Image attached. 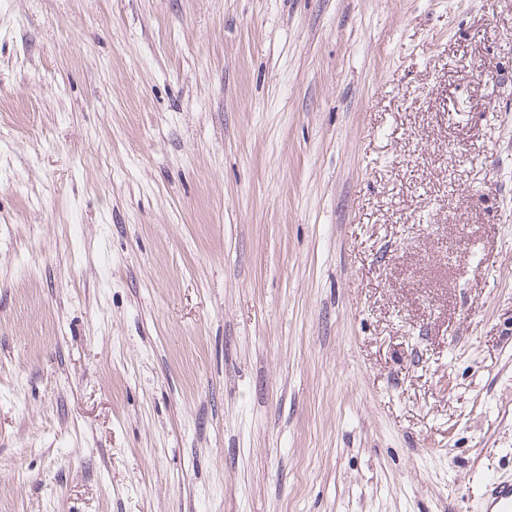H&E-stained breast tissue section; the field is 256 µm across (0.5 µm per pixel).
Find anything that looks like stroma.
Listing matches in <instances>:
<instances>
[{"instance_id":"1","label":"stroma","mask_w":512,"mask_h":512,"mask_svg":"<svg viewBox=\"0 0 512 512\" xmlns=\"http://www.w3.org/2000/svg\"><path fill=\"white\" fill-rule=\"evenodd\" d=\"M493 477L512 0H0V512Z\"/></svg>"}]
</instances>
